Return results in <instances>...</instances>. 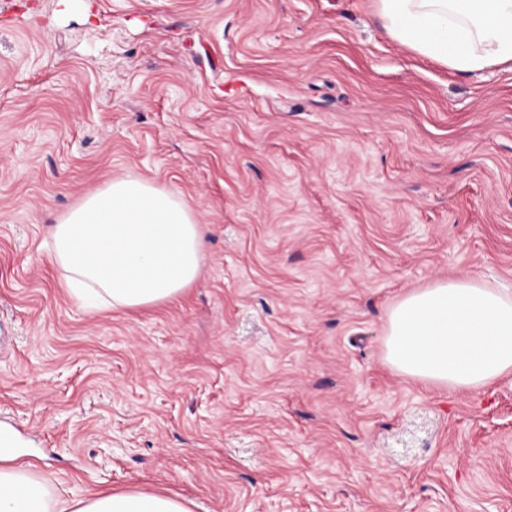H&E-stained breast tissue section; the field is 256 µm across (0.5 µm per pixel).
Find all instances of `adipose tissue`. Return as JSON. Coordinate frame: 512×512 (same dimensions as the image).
Listing matches in <instances>:
<instances>
[{
	"mask_svg": "<svg viewBox=\"0 0 512 512\" xmlns=\"http://www.w3.org/2000/svg\"><path fill=\"white\" fill-rule=\"evenodd\" d=\"M390 36L466 73L512 65V0H375ZM61 287L87 311L175 300L197 279L204 226L155 181L115 177L50 227ZM385 357L402 375L479 390L512 373V294L470 280L436 283L391 309ZM150 488L64 499L29 463L0 465V512H194Z\"/></svg>",
	"mask_w": 512,
	"mask_h": 512,
	"instance_id": "obj_1",
	"label": "adipose tissue"
}]
</instances>
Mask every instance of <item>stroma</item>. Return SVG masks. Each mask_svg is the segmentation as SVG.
I'll return each mask as SVG.
<instances>
[{
    "instance_id": "35a3bbf8",
    "label": "stroma",
    "mask_w": 512,
    "mask_h": 512,
    "mask_svg": "<svg viewBox=\"0 0 512 512\" xmlns=\"http://www.w3.org/2000/svg\"><path fill=\"white\" fill-rule=\"evenodd\" d=\"M205 226L175 302L88 313L42 242L114 177ZM512 290V70L374 0H0V430L63 498L196 512H512V374L385 360L392 306Z\"/></svg>"
}]
</instances>
